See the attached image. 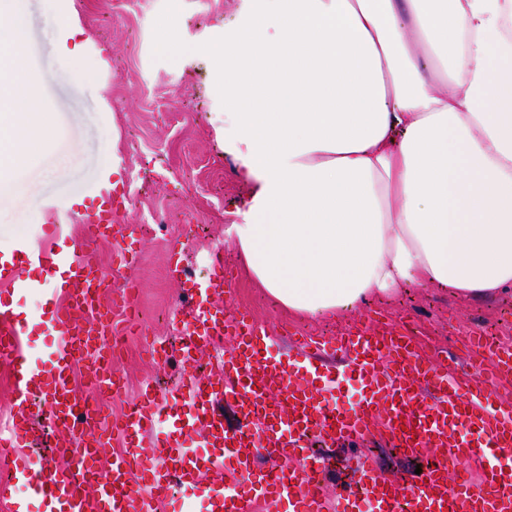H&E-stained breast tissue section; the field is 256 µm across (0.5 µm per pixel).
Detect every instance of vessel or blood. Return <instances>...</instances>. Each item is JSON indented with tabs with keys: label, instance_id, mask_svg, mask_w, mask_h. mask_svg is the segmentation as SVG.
Segmentation results:
<instances>
[{
	"label": "vessel or blood",
	"instance_id": "1",
	"mask_svg": "<svg viewBox=\"0 0 512 512\" xmlns=\"http://www.w3.org/2000/svg\"><path fill=\"white\" fill-rule=\"evenodd\" d=\"M124 205L110 174H102L94 206L79 216L82 235L67 233L63 220H56L38 239L0 249V286L8 294L0 299V363L14 381L11 428L0 433V468L9 478L0 498L9 512H23L21 500L10 495L13 481L27 485L46 512H151L178 481L203 482L207 512H252L257 502L265 512L284 506L289 512H327L324 465L308 452L309 440L353 441L377 424L392 447L414 456L437 451L441 458L406 489L373 461L360 460L340 499L341 512H361L364 501L372 512H512V403L499 392L500 382L512 378L511 346L474 332L467 354L476 370L461 379L451 367L425 362L410 334L381 329L336 338L301 336L296 354L273 356L265 326L245 312L224 315L219 300L231 274L220 249L211 255L210 277L173 311L183 366L175 390L164 397L144 385L120 419L103 428L98 409L75 379L111 376L110 339L132 320L135 287H125L121 305L112 307L104 299L109 274L89 255L93 243L109 240L119 263L138 261L129 245L136 225L117 221ZM29 268L38 269V278L25 277ZM29 292L45 296L39 317L27 316L12 301ZM34 333L49 340L38 356L27 345ZM226 338L235 348L218 361L217 375L199 374L204 350ZM343 370L364 390L348 410L321 393ZM41 415L57 437L56 456L69 459V466H49L31 452V425ZM163 421L171 434L161 440L153 431ZM196 435L204 439L205 451L190 448ZM147 436L152 442L146 446ZM116 437L124 449L113 455L109 448ZM263 449L287 458V465L256 473ZM228 452L238 473L250 479L233 493L224 490ZM461 459L482 469L481 485L449 482V465ZM142 465L148 475L139 482L133 472Z\"/></svg>",
	"mask_w": 512,
	"mask_h": 512
}]
</instances>
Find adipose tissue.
<instances>
[{
  "label": "adipose tissue",
  "mask_w": 512,
  "mask_h": 512,
  "mask_svg": "<svg viewBox=\"0 0 512 512\" xmlns=\"http://www.w3.org/2000/svg\"><path fill=\"white\" fill-rule=\"evenodd\" d=\"M211 43L224 153L250 185L230 232L288 310L398 288L512 292V0H240ZM0 14V187L53 123Z\"/></svg>",
  "instance_id": "1"
}]
</instances>
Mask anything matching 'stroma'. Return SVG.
<instances>
[{
    "label": "stroma",
    "mask_w": 512,
    "mask_h": 512,
    "mask_svg": "<svg viewBox=\"0 0 512 512\" xmlns=\"http://www.w3.org/2000/svg\"><path fill=\"white\" fill-rule=\"evenodd\" d=\"M24 6L30 38L23 53L54 120L38 154L13 172L10 189L0 193V246L37 237L49 219L47 200L78 212L91 206L90 190L109 168L113 185L130 200L119 222L141 227L137 264L113 267V248L105 241L93 250L94 260L111 269L113 290L137 286L142 328L141 334L126 337L114 363L125 389L120 398L107 401L105 412L120 415L143 384L162 392L174 388L179 363L155 364L145 351L155 336L178 343L170 316L194 287L190 281L169 280L167 266L176 258L198 268L208 266L211 250L219 246L235 276L225 297L226 310L249 311L268 326L278 340L273 349L277 355L287 352L290 334L336 336L374 318L392 325L409 320L425 355L442 350L455 354L463 373L471 366L462 339L472 330L512 343V293L474 300L448 288H401L369 297L354 310L309 317L276 305L245 274L229 229L249 187L224 155V138L215 121L222 102L212 90L205 52L223 35L225 23L235 19L239 0H180L176 26L188 47L173 59L156 44L169 0H142L138 5L132 0H58L59 11L76 15L83 30L76 67L86 71L87 79L77 90L71 82L76 67L60 61L64 37L45 0H24ZM118 156L123 162L117 167L113 160ZM155 215L160 223H152ZM313 451L327 460L323 492L331 504L349 486L356 457L372 458L387 478L404 487L417 483L416 467L428 462L427 456L415 458L389 447L377 435L352 445H317Z\"/></svg>",
    "instance_id": "1"
}]
</instances>
